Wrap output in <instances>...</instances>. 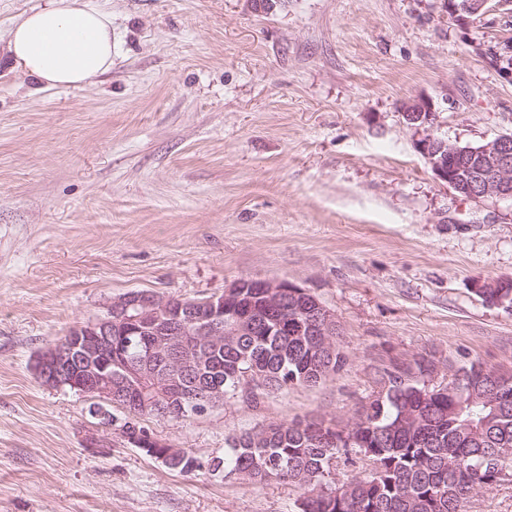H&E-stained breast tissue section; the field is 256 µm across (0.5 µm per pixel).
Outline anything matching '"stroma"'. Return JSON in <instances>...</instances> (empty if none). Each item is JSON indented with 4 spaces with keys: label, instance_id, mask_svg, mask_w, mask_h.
Masks as SVG:
<instances>
[{
    "label": "stroma",
    "instance_id": "35a3bbf8",
    "mask_svg": "<svg viewBox=\"0 0 512 512\" xmlns=\"http://www.w3.org/2000/svg\"><path fill=\"white\" fill-rule=\"evenodd\" d=\"M42 2L0 0V512H300L295 486L211 471L227 438L352 423L394 358L432 360L441 382L472 362L512 374V308L472 288L512 278V200L459 198L402 117L428 99L449 142L512 134V81L473 49L512 37V13L464 26L444 0H95L111 72L41 89L7 40ZM240 279L315 295L346 364L254 403L142 417L194 471L34 372L115 297ZM128 427V426H127ZM122 428L123 433L127 440L137 448H147L145 453H152L157 459L163 458L162 462L171 469H177L180 472H189L198 468L197 460L190 454L189 451L177 452L167 455L168 446L157 438L153 437L147 431L140 432L143 427L139 426L133 435H129L126 429Z\"/></svg>",
    "mask_w": 512,
    "mask_h": 512
}]
</instances>
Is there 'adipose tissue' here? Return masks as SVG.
<instances>
[{
    "label": "adipose tissue",
    "mask_w": 512,
    "mask_h": 512,
    "mask_svg": "<svg viewBox=\"0 0 512 512\" xmlns=\"http://www.w3.org/2000/svg\"><path fill=\"white\" fill-rule=\"evenodd\" d=\"M16 65L49 88H82L112 70V16L93 0H47L11 27Z\"/></svg>",
    "instance_id": "obj_1"
}]
</instances>
